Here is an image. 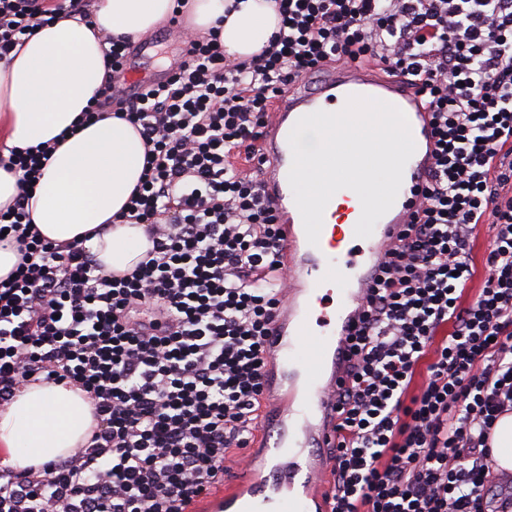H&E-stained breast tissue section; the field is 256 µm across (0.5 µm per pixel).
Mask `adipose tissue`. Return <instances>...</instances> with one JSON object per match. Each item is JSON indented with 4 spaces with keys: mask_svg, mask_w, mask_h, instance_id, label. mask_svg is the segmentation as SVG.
<instances>
[{
    "mask_svg": "<svg viewBox=\"0 0 512 512\" xmlns=\"http://www.w3.org/2000/svg\"><path fill=\"white\" fill-rule=\"evenodd\" d=\"M174 0H92L90 22L57 14L0 60V150L59 139L29 199L33 224L52 242H82L103 271L132 269L150 247L139 224L119 223L144 165L137 128L102 114L77 120L106 81L102 34L136 37L168 18ZM194 30L217 26L227 56L259 53L278 24L268 0H189ZM95 422L80 390L24 388L0 410V466L19 471L71 454Z\"/></svg>",
    "mask_w": 512,
    "mask_h": 512,
    "instance_id": "ef3b65f1",
    "label": "adipose tissue"
}]
</instances>
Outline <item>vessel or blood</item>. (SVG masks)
Instances as JSON below:
<instances>
[{
	"mask_svg": "<svg viewBox=\"0 0 512 512\" xmlns=\"http://www.w3.org/2000/svg\"><path fill=\"white\" fill-rule=\"evenodd\" d=\"M367 96L401 109L415 151L405 165L393 206L366 238L355 235L362 206L356 193L339 190L324 213L317 244L307 240L289 184V135L317 111H341L351 96ZM262 191L277 211L279 258L288 290L267 338L263 426L240 467L223 487L202 497L193 512H327L336 444L332 393L345 377V361L379 260L397 243L421 201L434 162L429 106L418 86L383 78L370 64L350 61L328 70L316 88L297 82L274 101L263 130Z\"/></svg>",
	"mask_w": 512,
	"mask_h": 512,
	"instance_id": "vessel-or-blood-1",
	"label": "vessel or blood"
}]
</instances>
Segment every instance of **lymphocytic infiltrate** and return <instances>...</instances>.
<instances>
[{"instance_id": "1", "label": "lymphocytic infiltrate", "mask_w": 512, "mask_h": 512, "mask_svg": "<svg viewBox=\"0 0 512 512\" xmlns=\"http://www.w3.org/2000/svg\"><path fill=\"white\" fill-rule=\"evenodd\" d=\"M261 52L228 63L217 29L168 24L187 49L165 82L117 85L133 42L103 35L108 92L145 145L122 217L152 242L127 273L0 210L20 261L0 281V405L32 382L79 388L85 445L0 475V512H190L257 425L264 338L283 297L272 204L248 168L274 99L330 63L369 59L423 84L438 137L424 208L380 264L336 394L330 512H512L491 433L512 412V0H269ZM45 0H0V59ZM56 145L0 164L32 187ZM489 225L473 300L478 225ZM425 379H418V370Z\"/></svg>"}]
</instances>
